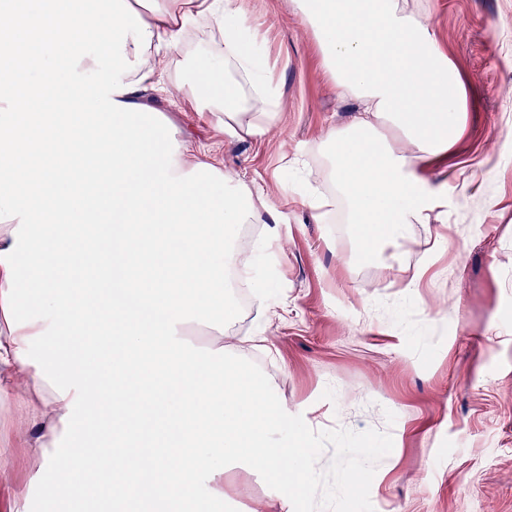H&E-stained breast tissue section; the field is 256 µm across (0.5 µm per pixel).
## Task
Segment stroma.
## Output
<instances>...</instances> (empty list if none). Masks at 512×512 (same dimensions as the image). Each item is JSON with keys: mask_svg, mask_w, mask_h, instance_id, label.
Returning <instances> with one entry per match:
<instances>
[{"mask_svg": "<svg viewBox=\"0 0 512 512\" xmlns=\"http://www.w3.org/2000/svg\"><path fill=\"white\" fill-rule=\"evenodd\" d=\"M261 51L283 87L284 108L260 137L235 140L209 114L169 106L179 135L217 156L224 173L261 194L280 224L256 276L279 300L271 317L253 288L224 324L228 355L287 402L315 456L316 480L280 482L241 464L224 472L219 512H512V0H407L430 12L448 58L477 90L464 133L417 174L448 193L443 221L418 224L397 250L364 257L347 224H316L290 200L288 162H307L329 190L318 146L346 123L316 38L289 0H245ZM263 334L265 347L249 336ZM0 406V468L19 512H46L29 448ZM135 453L177 442L151 404ZM373 464L357 492L340 487L354 452Z\"/></svg>", "mask_w": 512, "mask_h": 512, "instance_id": "stroma-1", "label": "stroma"}]
</instances>
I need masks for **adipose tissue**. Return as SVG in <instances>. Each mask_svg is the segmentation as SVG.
I'll use <instances>...</instances> for the list:
<instances>
[{"mask_svg":"<svg viewBox=\"0 0 512 512\" xmlns=\"http://www.w3.org/2000/svg\"><path fill=\"white\" fill-rule=\"evenodd\" d=\"M293 8L338 96L359 104L322 144L332 195L298 198L318 224L341 212L365 255L399 246L448 205L417 167L459 140L467 83L431 15L405 0ZM192 21L210 29L217 54L176 83L178 100L206 104L224 136L261 135L283 99L257 59L244 0H0V403L18 414L15 434L47 505L211 512L225 499L229 463L272 479L286 461L314 472L287 405L224 355L225 273L256 265L232 241L262 201L176 138L147 96ZM98 48L111 71H99ZM198 326L212 332L203 347L188 339ZM148 401L179 444L134 456ZM89 430L105 438L93 454ZM115 460L124 476L110 472ZM147 474L158 478L150 490Z\"/></svg>","mask_w":512,"mask_h":512,"instance_id":"obj_1","label":"adipose tissue"}]
</instances>
